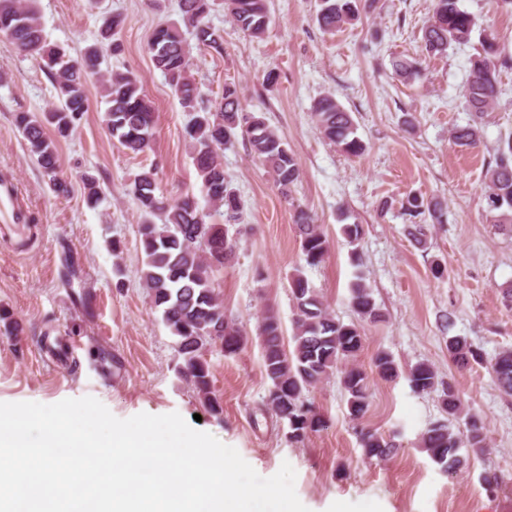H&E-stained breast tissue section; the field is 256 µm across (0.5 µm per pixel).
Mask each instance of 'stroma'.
<instances>
[{
    "mask_svg": "<svg viewBox=\"0 0 512 512\" xmlns=\"http://www.w3.org/2000/svg\"><path fill=\"white\" fill-rule=\"evenodd\" d=\"M44 34L71 59L97 42L102 15H121L122 50L106 68L135 76L154 109V140L133 154L109 135L99 75L87 77L89 109L71 135L58 143L60 176L69 194L53 191L29 155L15 125L20 112H46L58 103L49 76L33 58L0 37V180L15 186L16 205L30 231L23 243L0 240V402L54 404L92 396L125 419L145 412L179 413L197 430L234 447L263 477L282 463L296 471L295 490L309 512H512V396L497 386L488 368L457 367L448 339L463 336L487 355L512 348V236L490 220L485 170L499 140L512 133V69L502 70L499 95L483 116L480 143H455L452 131L471 118L463 97L483 37L512 57V8L501 0H460L475 29L468 43L441 56L423 54L424 26L434 0H375L369 11L342 31L323 32L316 21L319 0H267L263 37L236 28L216 0L208 24L224 34L223 54L200 49L184 24L179 0H36ZM175 24L190 48L191 73L204 99L217 104L225 83H234L245 111L262 114L295 155L300 178L291 199L278 192L272 175L234 141L225 146L224 177L245 207L234 253L216 275L224 311L248 342L227 355L208 347L214 415L180 372L175 340L151 307L141 284V211L127 186L144 169L156 172L157 191L168 200L192 196L210 205L185 133L187 117L165 76L153 64L148 42L156 27ZM414 62L419 76L402 82L392 62ZM274 86H266L267 72ZM333 95L351 112L366 150L343 154L320 132L311 114L314 99ZM94 177L102 192L88 206L83 180ZM437 198L447 219L429 227V243L410 240L401 203L411 194ZM389 210H381V201ZM308 210L328 241L322 263L307 265L295 225L297 209ZM358 224L362 235L349 244L341 227ZM123 253L114 257L113 240ZM75 275H61L63 263ZM442 266V277L431 274ZM301 268L329 310L357 323L364 338L356 366L367 376L369 406L352 419L339 374L306 395L325 426L303 441L260 405L268 382L262 369L258 325L274 310L291 332L294 307L288 276ZM381 313L362 320L350 305L355 271ZM389 352L397 372L381 376L373 359ZM426 361L440 379L451 380L461 401L460 418H449L439 392H415L408 370ZM483 428L485 448H461L455 473H445L420 446L427 428L449 421L464 431L467 417ZM394 444L383 460L366 458L360 430ZM497 473L487 486L486 473Z\"/></svg>",
    "mask_w": 512,
    "mask_h": 512,
    "instance_id": "stroma-1",
    "label": "stroma"
}]
</instances>
